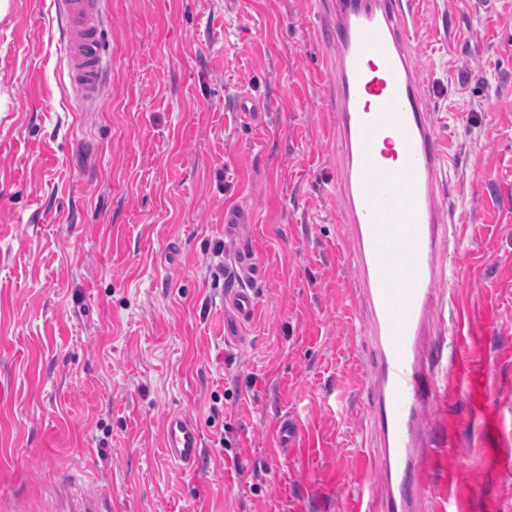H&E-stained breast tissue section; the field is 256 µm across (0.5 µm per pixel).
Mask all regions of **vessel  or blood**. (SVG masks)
<instances>
[{"label": "vessel or blood", "instance_id": "b4317fda", "mask_svg": "<svg viewBox=\"0 0 512 512\" xmlns=\"http://www.w3.org/2000/svg\"><path fill=\"white\" fill-rule=\"evenodd\" d=\"M105 0H55L68 76L85 104L103 92ZM412 0H331L330 18L318 39L336 50V114L343 167L336 181L345 202L346 236L359 270L358 295L368 322L363 328L370 379L367 385L370 460L385 494L381 512H424L422 494L433 470L425 419L435 400L441 337L433 313L456 300L455 225L438 203L442 160L436 126L413 63ZM392 132L400 163L377 159V144ZM253 289L234 287L224 308L244 328L256 308ZM297 420H279L282 447L299 444ZM162 445L175 467L195 470L203 442L197 423L169 412ZM60 497L75 512H108L105 499H76L68 481Z\"/></svg>", "mask_w": 512, "mask_h": 512}]
</instances>
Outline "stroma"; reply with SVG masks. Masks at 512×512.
I'll return each instance as SVG.
<instances>
[{
	"mask_svg": "<svg viewBox=\"0 0 512 512\" xmlns=\"http://www.w3.org/2000/svg\"><path fill=\"white\" fill-rule=\"evenodd\" d=\"M7 2L0 512H55L64 474L112 512H353L378 479L324 5L107 0V90L86 112L53 0ZM413 24L459 235V304L439 314L465 320L440 353L424 495L428 512H512V0H414ZM245 94L263 113L236 112ZM232 207L252 221L228 235ZM244 250L257 308L234 341L224 289ZM173 410L201 428L195 471L165 457ZM277 437L280 441L281 448L286 451L289 448H297L301 436V430L298 421L291 417L285 416L281 418L277 425Z\"/></svg>",
	"mask_w": 512,
	"mask_h": 512,
	"instance_id": "obj_1",
	"label": "stroma"
}]
</instances>
